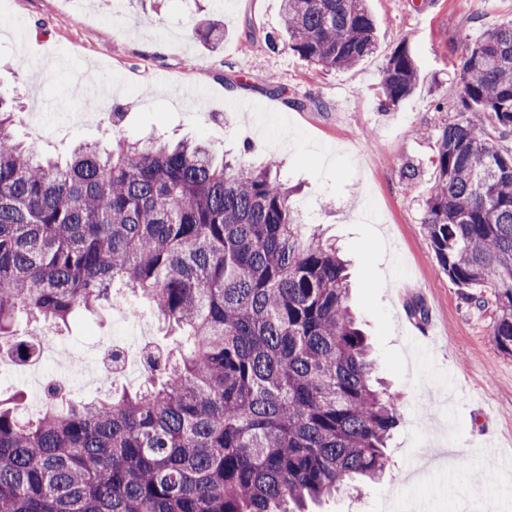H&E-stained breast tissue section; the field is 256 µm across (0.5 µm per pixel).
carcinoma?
<instances>
[{
  "label": "carcinoma",
  "instance_id": "1",
  "mask_svg": "<svg viewBox=\"0 0 512 512\" xmlns=\"http://www.w3.org/2000/svg\"><path fill=\"white\" fill-rule=\"evenodd\" d=\"M281 18L268 48L323 69L377 50L366 0H281ZM460 76L422 224L448 280L494 305L492 339L512 356V22L483 33ZM418 79L399 44L382 109ZM13 122L0 99V349L27 358L42 327L116 296L146 302L187 348H152L157 379L135 391L83 401L53 380L35 419L0 397V512H306L385 473L399 403L371 382L346 261L305 233L280 173L124 139L62 164Z\"/></svg>",
  "mask_w": 512,
  "mask_h": 512
}]
</instances>
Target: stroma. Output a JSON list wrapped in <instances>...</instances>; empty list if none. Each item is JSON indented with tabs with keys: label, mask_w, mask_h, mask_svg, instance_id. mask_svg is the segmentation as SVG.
<instances>
[{
	"label": "stroma",
	"mask_w": 512,
	"mask_h": 512,
	"mask_svg": "<svg viewBox=\"0 0 512 512\" xmlns=\"http://www.w3.org/2000/svg\"><path fill=\"white\" fill-rule=\"evenodd\" d=\"M378 48L349 70L325 71L268 49L280 0H0L22 34L0 31V93L17 108L16 137L63 160L120 135L204 142L279 171L309 229L348 264L349 305L373 347L377 375L400 405L390 468L362 492L316 512H512V357L492 340L493 306L475 308L438 267L421 224L433 177L431 132L455 119L459 62L512 0H368ZM217 23L205 42L196 28ZM419 67L413 93L379 107L382 70L398 44ZM112 97L75 94L87 83ZM420 171L406 190L401 168ZM109 308L79 312L47 339L88 354L125 335Z\"/></svg>",
	"instance_id": "1"
}]
</instances>
